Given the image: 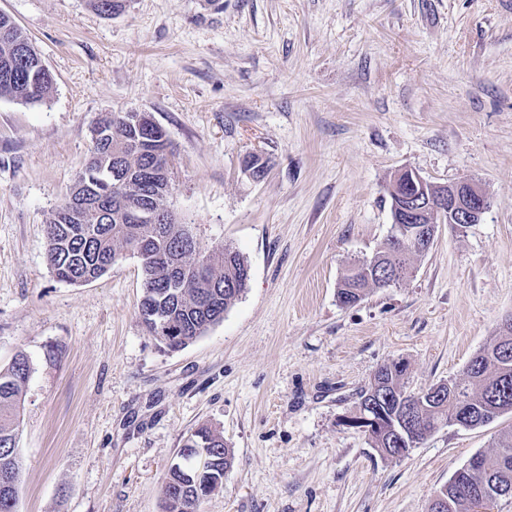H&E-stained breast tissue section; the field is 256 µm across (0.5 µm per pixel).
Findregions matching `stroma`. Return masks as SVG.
Returning <instances> with one entry per match:
<instances>
[{"label":"stroma","mask_w":512,"mask_h":512,"mask_svg":"<svg viewBox=\"0 0 512 512\" xmlns=\"http://www.w3.org/2000/svg\"><path fill=\"white\" fill-rule=\"evenodd\" d=\"M54 77L0 97V367L28 355L20 512H162L168 469L206 424L234 462L201 512H430L512 413L383 457L349 426L379 367L407 390L462 379L512 316V0H0ZM172 144L170 207L250 279L222 322L164 349L138 314L137 258L59 281L45 219L108 113ZM268 159L263 179L244 170ZM469 179L480 223L438 225L410 278L350 307L348 266L391 233L403 170Z\"/></svg>","instance_id":"35a3bbf8"}]
</instances>
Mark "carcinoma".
Here are the masks:
<instances>
[{
  "instance_id": "1",
  "label": "carcinoma",
  "mask_w": 512,
  "mask_h": 512,
  "mask_svg": "<svg viewBox=\"0 0 512 512\" xmlns=\"http://www.w3.org/2000/svg\"><path fill=\"white\" fill-rule=\"evenodd\" d=\"M30 39L6 14H0V96L10 95L35 103L47 100L53 86L48 72L3 70L5 60L18 45ZM112 130L104 140L92 141L91 156L78 181L90 186L97 196L95 210L74 221L58 205L49 214L47 262L55 277L80 285L91 276L104 275L114 256L125 251L137 257L142 269L139 316L148 330L156 329L154 315L167 314L172 325L156 336L167 349H182L224 319V313L244 292L249 281L248 264L230 246L210 253L211 264L173 269L171 258L182 247V225L155 224L150 210L168 202L172 185L160 169L172 152L165 130L145 122L125 124L122 116L102 119ZM392 228L375 254L376 268L355 262L343 276L339 288L347 302L362 299L369 288H386L406 280L414 271L419 252L399 240ZM477 369L454 382L468 398L470 421L487 424L512 412V328L500 329L493 344L472 357ZM32 373L28 356L20 352L6 367H0V512H18L19 499L11 494V483L20 478L18 454L19 409ZM403 372L385 365L376 371L383 390L395 395L403 388ZM417 414L427 424L448 420L457 414L452 399L423 402ZM184 463L170 466L164 490L163 512H200L203 500L224 485V467H232L233 453L224 436L207 425L196 428L179 450ZM512 488V430L503 433L492 454L477 455V464L455 472L442 495L448 512H472L475 498L491 484Z\"/></svg>"
}]
</instances>
